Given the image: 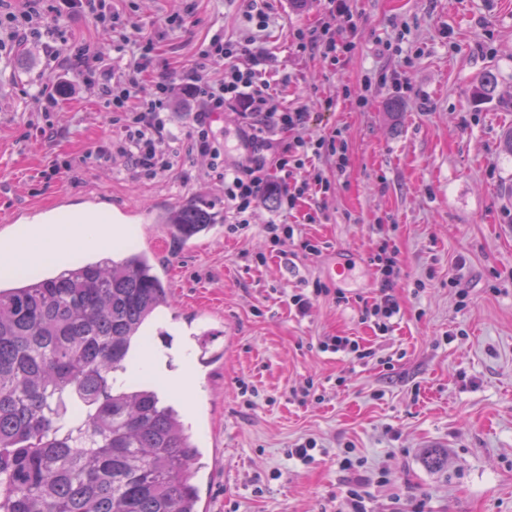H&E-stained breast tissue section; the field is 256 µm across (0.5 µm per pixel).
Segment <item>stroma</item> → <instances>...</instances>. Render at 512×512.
<instances>
[{"label": "stroma", "mask_w": 512, "mask_h": 512, "mask_svg": "<svg viewBox=\"0 0 512 512\" xmlns=\"http://www.w3.org/2000/svg\"><path fill=\"white\" fill-rule=\"evenodd\" d=\"M257 26L246 0H112V8L152 38L156 61L138 96L152 98L160 75L177 79L217 33L254 40L272 57L267 77L285 106L307 105L306 138L341 131L347 163L324 157L302 170L322 174L327 193L295 208L264 197L249 228L228 234L224 182L210 157L191 152L193 124L182 100L170 106L179 151L165 175L138 178L122 160L87 161L110 148L118 130L80 65L64 69L42 41H0V240L18 216L58 209L131 212L143 245L171 288L172 316L142 357L173 361L185 377L155 372L153 383L193 423L205 450L199 474L210 512H330L352 484L368 512H512V0H354L355 50L339 62L299 52L298 30L322 27L325 0H268ZM185 23L168 26V17ZM43 27L74 55L89 46L112 62L111 36L86 14L47 13ZM497 77L493 98L479 99L482 75ZM54 95L41 112L38 92ZM49 125L51 137L37 133ZM71 168L53 178L52 164ZM194 200L215 227L174 242L162 222ZM300 225L322 242L320 254L274 245L264 224ZM397 252L402 276L391 290L400 305L388 332L362 322V301L377 297L381 273L370 257L381 243ZM349 263L346 281L333 263ZM331 293L299 313L290 297L314 281ZM345 303H337V293ZM224 339L216 369L198 360L197 335ZM327 336H349L375 352L365 363L321 351ZM313 381L310 396L292 390ZM248 393H241V385ZM315 438L314 460L286 452ZM446 452L428 469L424 453ZM359 458L340 467L345 454Z\"/></svg>", "instance_id": "obj_1"}]
</instances>
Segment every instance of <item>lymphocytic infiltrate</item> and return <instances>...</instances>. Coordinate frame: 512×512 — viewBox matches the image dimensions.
Wrapping results in <instances>:
<instances>
[{
	"label": "lymphocytic infiltrate",
	"instance_id": "obj_1",
	"mask_svg": "<svg viewBox=\"0 0 512 512\" xmlns=\"http://www.w3.org/2000/svg\"><path fill=\"white\" fill-rule=\"evenodd\" d=\"M27 2L26 10L16 13L7 10L5 0H0V27L6 30L9 39L25 41L38 32L45 0ZM68 3L89 14L95 23L107 26L116 52L127 58L123 66L112 70L92 64L87 67V84L96 87L105 103L111 104L112 123L122 131L109 152H97V159H104L108 154L118 156L134 175L157 177L170 170L175 154L166 115L167 104L173 97L202 98L213 112L223 110L228 104L239 106L252 144L262 148L272 146L275 137L283 133L288 141L278 151L274 163L256 156L225 179L224 197L233 214L228 229L233 233L249 226L263 194L275 187L269 179V169L285 173V181L277 187L286 205L292 208L313 190L328 189L322 177L310 181L300 178L299 172L307 164L328 154L335 157L337 168H344L346 158L341 146L302 135L307 117L305 106L290 108L283 104L278 92L263 79L259 59L247 43L213 35L207 44L200 46L193 65L184 70L179 82L157 81L156 97L138 103L134 97L141 79L154 68L153 43L136 38L134 24L113 12L112 0H68ZM328 4L335 27L297 32L295 42L299 50H317L324 57L336 60L354 50L350 36L357 30V19L350 0H328ZM373 261L380 268L384 291L373 301L363 303L361 319L373 322L379 331L385 332L400 312L388 289L399 279L401 267L395 251L385 243L374 254Z\"/></svg>",
	"mask_w": 512,
	"mask_h": 512
}]
</instances>
